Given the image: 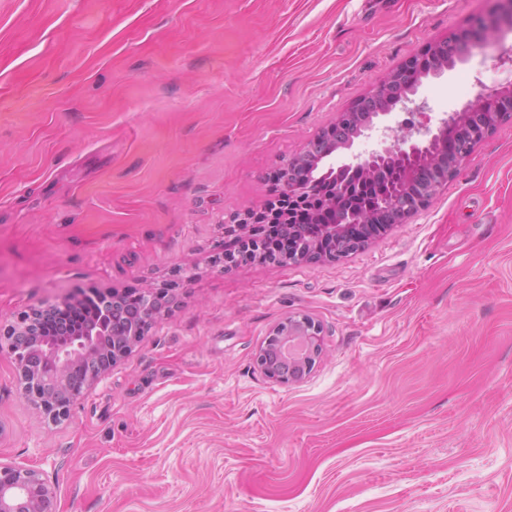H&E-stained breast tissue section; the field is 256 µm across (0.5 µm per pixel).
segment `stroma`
I'll return each mask as SVG.
<instances>
[{
  "label": "stroma",
  "mask_w": 512,
  "mask_h": 512,
  "mask_svg": "<svg viewBox=\"0 0 512 512\" xmlns=\"http://www.w3.org/2000/svg\"><path fill=\"white\" fill-rule=\"evenodd\" d=\"M493 0H0V325L192 270L49 419L0 351V462L52 512H512V115L419 214L338 261L213 264L284 160ZM512 84V28L419 89ZM324 327L305 381L256 353ZM323 325L307 314L291 313L272 327L256 354L260 371L281 385L303 382L322 352ZM291 347L296 350L291 352Z\"/></svg>",
  "instance_id": "35a3bbf8"
}]
</instances>
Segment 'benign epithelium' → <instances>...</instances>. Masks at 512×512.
I'll return each instance as SVG.
<instances>
[{
    "instance_id": "7a95c632",
    "label": "benign epithelium",
    "mask_w": 512,
    "mask_h": 512,
    "mask_svg": "<svg viewBox=\"0 0 512 512\" xmlns=\"http://www.w3.org/2000/svg\"><path fill=\"white\" fill-rule=\"evenodd\" d=\"M496 5L494 14L479 19L473 31L486 32L499 19L512 23V0H496ZM469 48L467 42L454 37L435 43L426 58L393 73L290 157L280 168L286 188L284 203L270 212L247 210L234 223L224 225V233L236 236L238 246L216 253L222 269L230 271L254 258L272 262L263 232L266 224H281L288 238L285 253L289 261L338 260L367 243L354 235V227L367 225L381 232L425 208L441 183L458 172L475 144L512 112V86L494 89L458 110L444 112L433 124L399 128L388 120L397 110L425 111L426 103L417 101L423 80L453 69ZM373 138L379 142L378 148L355 151L358 142ZM450 148L456 155L454 162L448 157ZM389 166L400 174L396 190L379 203L349 214L347 223H338L336 215L343 211L350 181L374 176ZM320 172L336 181L335 196L322 208L329 215L327 220L316 213L306 194L309 181ZM177 287L173 282L165 288L139 291V314L145 322L160 316ZM86 298L85 294L70 295L32 307L0 333V349L7 348L13 357L26 394L54 419L66 415L74 400L67 387L72 370L81 369L89 386L102 377L104 365L114 364L140 341L139 336L124 332L134 313L116 299L110 305L102 304V313H92L83 328L66 341L44 332L47 318ZM323 335L319 321L291 313L270 330L256 354L257 366L273 382L299 384L321 355ZM53 494L54 488L42 472L0 462V512H48Z\"/></svg>"
}]
</instances>
